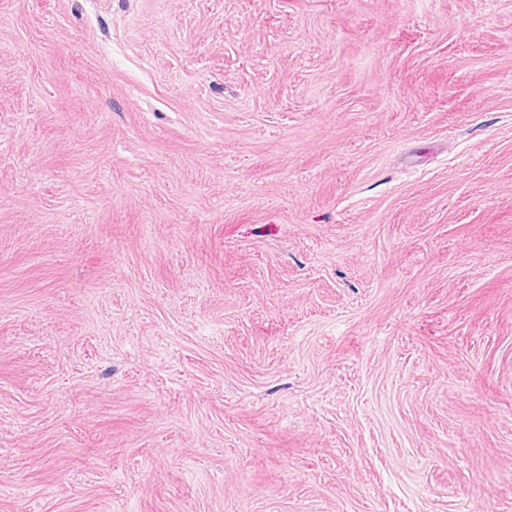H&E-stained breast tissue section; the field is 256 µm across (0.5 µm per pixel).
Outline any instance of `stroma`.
<instances>
[{
    "mask_svg": "<svg viewBox=\"0 0 512 512\" xmlns=\"http://www.w3.org/2000/svg\"><path fill=\"white\" fill-rule=\"evenodd\" d=\"M0 512H512V0H0Z\"/></svg>",
    "mask_w": 512,
    "mask_h": 512,
    "instance_id": "stroma-1",
    "label": "stroma"
}]
</instances>
